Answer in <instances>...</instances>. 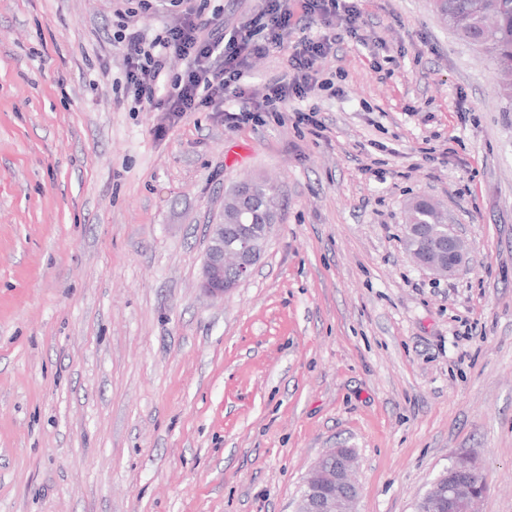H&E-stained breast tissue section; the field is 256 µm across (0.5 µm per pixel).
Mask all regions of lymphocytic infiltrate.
<instances>
[{
	"instance_id": "1",
	"label": "lymphocytic infiltrate",
	"mask_w": 512,
	"mask_h": 512,
	"mask_svg": "<svg viewBox=\"0 0 512 512\" xmlns=\"http://www.w3.org/2000/svg\"><path fill=\"white\" fill-rule=\"evenodd\" d=\"M209 3L156 0L155 10L179 8L178 24L152 34L126 26L114 34L112 44L122 54L116 82L131 94L136 109L162 113L168 126L190 113L209 111L225 129L235 130L257 120L259 113L289 106L298 124L311 135H321L325 125L310 99L332 83L316 62L336 46L334 20L344 21L350 35H357L355 0H264L256 15L229 33L221 11L210 9ZM317 21L323 22V30H314ZM283 46L289 50L287 75L260 86L250 84V58ZM173 55L185 62L176 75L168 69Z\"/></svg>"
}]
</instances>
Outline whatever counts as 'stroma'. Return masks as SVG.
Wrapping results in <instances>:
<instances>
[{
	"mask_svg": "<svg viewBox=\"0 0 512 512\" xmlns=\"http://www.w3.org/2000/svg\"><path fill=\"white\" fill-rule=\"evenodd\" d=\"M316 137L266 112L165 133L100 78L117 0H0V512H293L358 457L357 512H415L452 463L512 512V104L432 0H358ZM266 175L252 275L198 289L208 226ZM470 261L414 266L411 198Z\"/></svg>",
	"mask_w": 512,
	"mask_h": 512,
	"instance_id": "35a3bbf8",
	"label": "stroma"
}]
</instances>
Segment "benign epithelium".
Listing matches in <instances>:
<instances>
[{
    "instance_id": "obj_1",
    "label": "benign epithelium",
    "mask_w": 512,
    "mask_h": 512,
    "mask_svg": "<svg viewBox=\"0 0 512 512\" xmlns=\"http://www.w3.org/2000/svg\"><path fill=\"white\" fill-rule=\"evenodd\" d=\"M224 217L208 225L207 248L203 260L200 288L213 299H222L251 276L265 247L272 225H265L264 236L251 235L249 225L234 224L237 238L224 244ZM424 249L410 254L412 262L439 277H451L469 263L466 240L448 230L446 224H426ZM356 461L350 448H334L324 453L309 471L298 499L296 512H355L358 487L351 472ZM451 472L458 482H477L479 472L469 462L459 460ZM454 481V482H456ZM454 482L448 475L438 476L424 495V500L435 512H476V505L483 491L469 489L457 494Z\"/></svg>"
}]
</instances>
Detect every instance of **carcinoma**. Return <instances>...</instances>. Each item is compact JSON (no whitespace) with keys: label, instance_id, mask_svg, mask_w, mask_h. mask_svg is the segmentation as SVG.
Instances as JSON below:
<instances>
[{"label":"carcinoma","instance_id":"cac0c4a2","mask_svg":"<svg viewBox=\"0 0 512 512\" xmlns=\"http://www.w3.org/2000/svg\"><path fill=\"white\" fill-rule=\"evenodd\" d=\"M489 0H436L435 11L440 21L458 37L483 50L495 70L512 68V0H498V11L488 19ZM248 192L262 204L256 213H246L237 222L244 224H277L280 220L279 190L267 179H252L232 187L224 195V217L234 211V197Z\"/></svg>","mask_w":512,"mask_h":512}]
</instances>
